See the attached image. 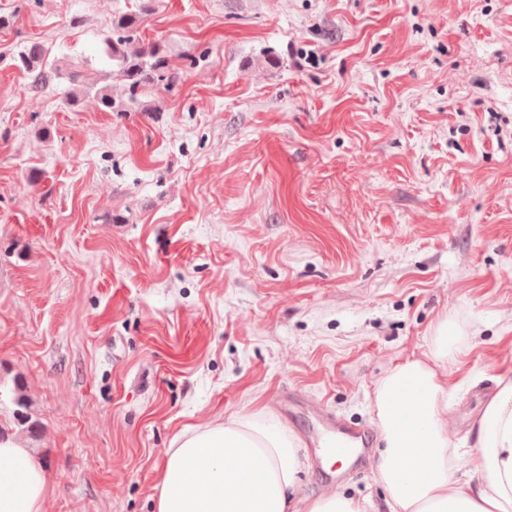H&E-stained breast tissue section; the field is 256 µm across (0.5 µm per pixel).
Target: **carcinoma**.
I'll list each match as a JSON object with an SVG mask.
<instances>
[{"mask_svg": "<svg viewBox=\"0 0 512 512\" xmlns=\"http://www.w3.org/2000/svg\"><path fill=\"white\" fill-rule=\"evenodd\" d=\"M151 2L136 0L134 9L113 14L109 31L103 38L105 53L114 66L113 76L128 88L132 98L138 90L149 85L170 87L179 79V71L169 63L164 46L157 41L146 42L142 38L141 26ZM2 65L25 74L29 89L34 93L46 90L52 75L59 71L57 62L49 59L48 51L37 41L29 42L18 52H0ZM69 79L72 90L68 92L66 101L75 108L81 95L94 89V83L77 66L69 72ZM97 99L106 112L130 111L128 102L115 99L102 89L97 91Z\"/></svg>", "mask_w": 512, "mask_h": 512, "instance_id": "carcinoma-1", "label": "carcinoma"}]
</instances>
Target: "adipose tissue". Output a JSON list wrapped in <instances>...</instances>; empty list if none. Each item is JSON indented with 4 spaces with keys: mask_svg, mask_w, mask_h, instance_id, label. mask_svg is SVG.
Listing matches in <instances>:
<instances>
[{
    "mask_svg": "<svg viewBox=\"0 0 512 512\" xmlns=\"http://www.w3.org/2000/svg\"><path fill=\"white\" fill-rule=\"evenodd\" d=\"M457 329L440 322L432 362L395 365L374 390L372 407L384 451L380 480L400 512H512V381L478 418L472 466L475 491L461 490L448 457V396L438 365L454 354ZM415 387L412 400L397 396ZM302 469L300 449L269 413L236 415L184 429L167 448L155 512H288ZM50 482L30 448L0 443V512H45Z\"/></svg>",
    "mask_w": 512,
    "mask_h": 512,
    "instance_id": "1",
    "label": "adipose tissue"
}]
</instances>
